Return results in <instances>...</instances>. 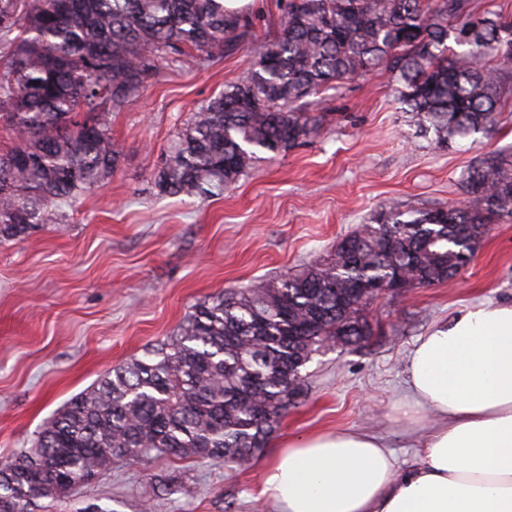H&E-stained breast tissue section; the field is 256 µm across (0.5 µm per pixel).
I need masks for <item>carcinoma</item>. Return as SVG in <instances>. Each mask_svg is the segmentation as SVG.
<instances>
[{"mask_svg":"<svg viewBox=\"0 0 512 512\" xmlns=\"http://www.w3.org/2000/svg\"><path fill=\"white\" fill-rule=\"evenodd\" d=\"M272 38L224 0H0V241L65 220L63 204L119 162L106 114L162 66L204 65L232 43L249 73L200 102L176 131L154 185L161 195L222 197L258 153L318 134L315 97L378 68L401 81L420 135L441 147L495 128L512 107V19L475 0H283ZM453 45H448V41ZM461 205L381 208L324 257L196 304L177 334L73 396L34 447L0 466V512L60 500L61 476L99 478L154 452L245 465L308 392L306 365L333 343L371 335L362 297L442 283L465 266L487 224L512 223V155L491 151L463 178Z\"/></svg>","mask_w":512,"mask_h":512,"instance_id":"obj_1","label":"carcinoma"}]
</instances>
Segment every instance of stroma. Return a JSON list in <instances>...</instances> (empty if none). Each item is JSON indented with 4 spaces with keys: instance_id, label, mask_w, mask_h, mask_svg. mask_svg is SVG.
Instances as JSON below:
<instances>
[{
    "instance_id": "1",
    "label": "stroma",
    "mask_w": 512,
    "mask_h": 512,
    "mask_svg": "<svg viewBox=\"0 0 512 512\" xmlns=\"http://www.w3.org/2000/svg\"><path fill=\"white\" fill-rule=\"evenodd\" d=\"M247 47L199 66H167L107 117L124 148L117 169L67 211L0 244V461L31 447L73 396L113 366L171 336L198 302L256 278L281 277L335 248L382 205L464 203L462 176L494 150L512 151V113L490 134L448 150L416 137L399 82L379 70L322 94L326 123L303 146L264 154L222 198L159 195L154 171L199 103L247 71ZM512 301V223L493 225L454 278L366 309L371 336L308 363V397L283 416L245 466L151 455L117 463L44 512H275L265 464L294 436L364 430L401 469L418 453L417 427L395 422L407 396L404 363L419 336L467 304ZM169 479V487L158 484Z\"/></svg>"
}]
</instances>
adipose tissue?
Returning a JSON list of instances; mask_svg holds the SVG:
<instances>
[{
	"mask_svg": "<svg viewBox=\"0 0 512 512\" xmlns=\"http://www.w3.org/2000/svg\"><path fill=\"white\" fill-rule=\"evenodd\" d=\"M405 373L395 419L437 418L418 462L359 430L297 436L264 467L277 512H512V302L432 325Z\"/></svg>",
	"mask_w": 512,
	"mask_h": 512,
	"instance_id": "adipose-tissue-1",
	"label": "adipose tissue"
}]
</instances>
